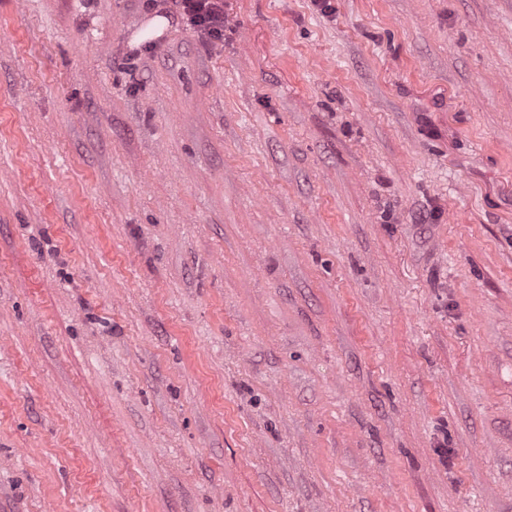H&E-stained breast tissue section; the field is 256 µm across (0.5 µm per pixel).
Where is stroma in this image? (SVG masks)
Here are the masks:
<instances>
[{
    "mask_svg": "<svg viewBox=\"0 0 512 512\" xmlns=\"http://www.w3.org/2000/svg\"><path fill=\"white\" fill-rule=\"evenodd\" d=\"M0 0V512H512V0ZM170 11L203 34L209 42L224 40L223 0H171Z\"/></svg>",
    "mask_w": 512,
    "mask_h": 512,
    "instance_id": "35a3bbf8",
    "label": "stroma"
}]
</instances>
